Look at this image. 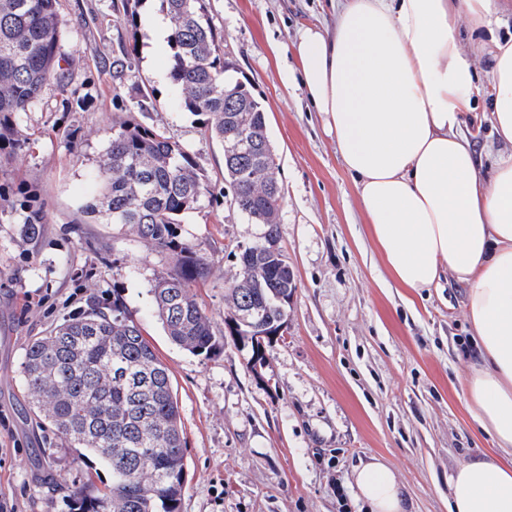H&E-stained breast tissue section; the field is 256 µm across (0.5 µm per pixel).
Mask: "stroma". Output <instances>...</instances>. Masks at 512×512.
<instances>
[{"mask_svg": "<svg viewBox=\"0 0 512 512\" xmlns=\"http://www.w3.org/2000/svg\"><path fill=\"white\" fill-rule=\"evenodd\" d=\"M62 46L72 53L70 106L46 86L17 126L29 151L0 158V194L25 186L46 224L37 253L0 221V503L16 512H68L73 486L109 480L25 409L20 377L28 341L86 309L90 296L119 293L172 373L186 438L180 512H362L350 475L382 458L404 486L407 512H448V475L489 449L469 417L462 384L470 363L466 288L448 281L414 292L386 286L353 179L319 113L289 90L299 30L327 17L330 0H209L213 25L238 73L267 112L283 200L280 245L296 279L280 335L254 361L250 339L232 333L224 303L232 252L258 242L223 195L184 217L182 236L207 258L198 300L224 346L195 356L171 343L150 284L173 258L119 224L86 214L96 161L132 121L183 145L212 184L224 185V151L186 112L172 88L166 41L149 27L160 0H142L130 27L120 0H60ZM512 38V16L480 31L462 27V48L487 80L494 41ZM153 105L140 110L143 88Z\"/></svg>", "mask_w": 512, "mask_h": 512, "instance_id": "35a3bbf8", "label": "stroma"}]
</instances>
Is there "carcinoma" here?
<instances>
[{
	"label": "carcinoma",
	"mask_w": 512,
	"mask_h": 512,
	"mask_svg": "<svg viewBox=\"0 0 512 512\" xmlns=\"http://www.w3.org/2000/svg\"><path fill=\"white\" fill-rule=\"evenodd\" d=\"M172 52L170 79L184 108L203 117L205 132L221 146L248 131L240 154L224 157L230 204L261 241L234 253L237 271L224 301L235 312V334L252 338L262 322L274 336L284 322L296 281L281 254L264 248L280 239L282 202L266 110L251 84L231 75L224 38L212 24L208 0H161ZM60 0H0V157L25 150L16 121L39 102L45 86L65 94L71 60L63 51ZM101 191L86 212L121 224L136 238L169 253L174 266L156 274L150 293L170 340L210 356L223 343L199 305L193 286L209 265L181 237V218L214 194L215 186L192 156L156 130L125 124L98 161ZM21 225L19 243L38 250L42 208L0 195V221ZM21 376L29 411L68 447L92 455L112 474L99 488L87 481L69 498L73 512H180L187 459L172 375L120 295L95 298L27 345Z\"/></svg>",
	"instance_id": "carcinoma-1"
}]
</instances>
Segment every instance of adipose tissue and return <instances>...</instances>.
Here are the masks:
<instances>
[{
    "instance_id": "ef3b65f1",
    "label": "adipose tissue",
    "mask_w": 512,
    "mask_h": 512,
    "mask_svg": "<svg viewBox=\"0 0 512 512\" xmlns=\"http://www.w3.org/2000/svg\"><path fill=\"white\" fill-rule=\"evenodd\" d=\"M333 22L300 29L298 86L354 178L370 234L401 287L466 286L472 347L464 401L492 452L448 478V512H512V41L477 82L461 28L489 27L512 0H332ZM489 97L506 146L483 175L466 120ZM367 512H405L404 486L372 456L353 470Z\"/></svg>"
}]
</instances>
